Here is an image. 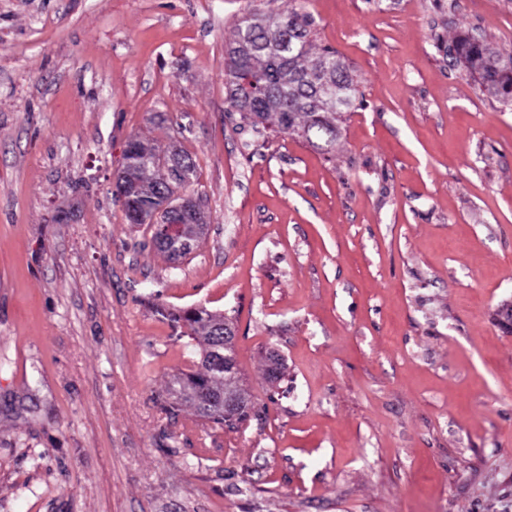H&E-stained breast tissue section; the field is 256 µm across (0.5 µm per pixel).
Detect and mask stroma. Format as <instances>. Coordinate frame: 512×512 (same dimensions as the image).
I'll use <instances>...</instances> for the list:
<instances>
[{
	"label": "stroma",
	"instance_id": "stroma-1",
	"mask_svg": "<svg viewBox=\"0 0 512 512\" xmlns=\"http://www.w3.org/2000/svg\"><path fill=\"white\" fill-rule=\"evenodd\" d=\"M293 9L363 96L329 154L227 100L237 23ZM463 33L512 50V0H0V512H512V109ZM134 136L196 163L181 262L112 196ZM199 305L238 430L161 402ZM445 49L448 57L462 63L484 90L504 104L511 98L512 104V52L495 51L469 34L454 37Z\"/></svg>",
	"mask_w": 512,
	"mask_h": 512
}]
</instances>
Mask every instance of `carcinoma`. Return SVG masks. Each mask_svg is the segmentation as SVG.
I'll return each mask as SVG.
<instances>
[{
  "instance_id": "1",
  "label": "carcinoma",
  "mask_w": 512,
  "mask_h": 512,
  "mask_svg": "<svg viewBox=\"0 0 512 512\" xmlns=\"http://www.w3.org/2000/svg\"><path fill=\"white\" fill-rule=\"evenodd\" d=\"M311 15L294 9L286 14H251L236 27L227 45L226 81L231 106L241 120L258 127L273 122L279 132L296 134L313 146L331 150L339 139L337 114L358 100L349 66L330 48L309 56ZM448 57L462 63L481 87L500 102L512 99V52L491 49L472 35H458L446 47ZM170 149L139 137L123 151V177L113 180L112 193L125 212L150 213L178 186L168 169ZM186 337L200 355V369L174 376L165 409L187 406L193 415L217 427L224 417L209 418L200 404L186 400L194 390H240L238 367L224 368L215 333L224 315L204 306L192 311L158 310Z\"/></svg>"
}]
</instances>
